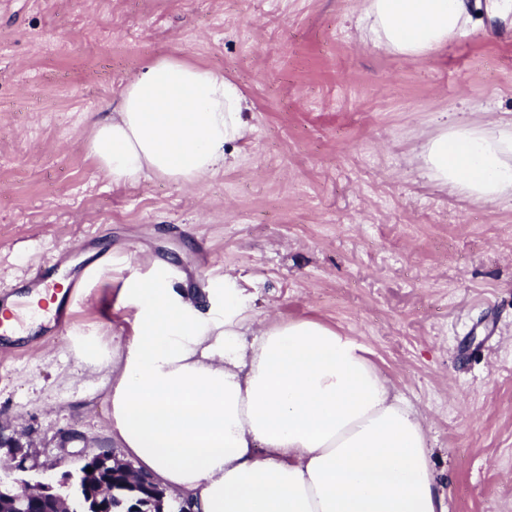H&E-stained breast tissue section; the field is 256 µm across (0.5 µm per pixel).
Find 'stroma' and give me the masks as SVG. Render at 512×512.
<instances>
[{"mask_svg":"<svg viewBox=\"0 0 512 512\" xmlns=\"http://www.w3.org/2000/svg\"><path fill=\"white\" fill-rule=\"evenodd\" d=\"M473 2L482 25L407 57L360 39L362 0H0V303L49 255L112 256L69 333L0 347V432L25 479L121 456L108 376L71 341L124 345L121 290L159 262L215 305L231 272L259 318L357 338L424 416L448 512H512V201L451 194L416 155L444 121L512 122V22ZM160 57L223 71L253 131L195 184H112L86 149L94 115Z\"/></svg>","mask_w":512,"mask_h":512,"instance_id":"35a3bbf8","label":"stroma"}]
</instances>
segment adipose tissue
Returning a JSON list of instances; mask_svg holds the SVG:
<instances>
[{"instance_id":"1","label":"adipose tissue","mask_w":512,"mask_h":512,"mask_svg":"<svg viewBox=\"0 0 512 512\" xmlns=\"http://www.w3.org/2000/svg\"><path fill=\"white\" fill-rule=\"evenodd\" d=\"M367 39L420 56L473 25L469 0H365ZM250 105L223 73L162 57L93 124L113 183L183 185L232 163ZM429 178L482 203L512 200V123L449 121L417 148ZM225 274L223 311L177 291L167 266L127 283L125 345L78 356L112 377L110 435L193 512H448L421 413L367 347L312 319H261Z\"/></svg>"}]
</instances>
